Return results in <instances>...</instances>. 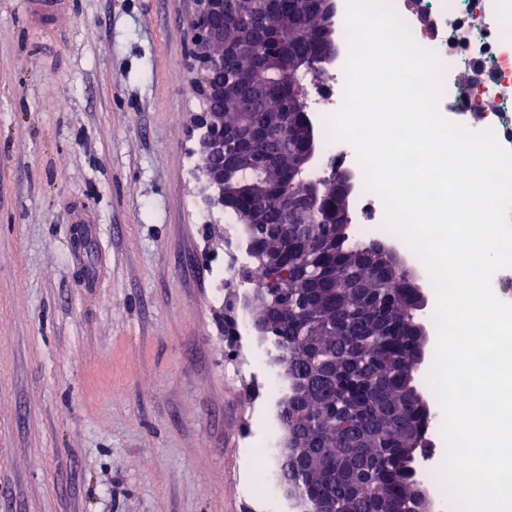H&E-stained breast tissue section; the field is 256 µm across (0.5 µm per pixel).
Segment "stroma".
Returning <instances> with one entry per match:
<instances>
[{
  "mask_svg": "<svg viewBox=\"0 0 512 512\" xmlns=\"http://www.w3.org/2000/svg\"><path fill=\"white\" fill-rule=\"evenodd\" d=\"M195 0H0V512H288L230 377L236 294L189 131ZM73 12L72 0H26L28 24L41 33L61 31ZM277 439L275 423L270 421L268 426V438L264 446L265 449L250 455V465L251 468L263 478L265 486L269 490L276 491L284 497V485L277 475L271 473V459L278 446Z\"/></svg>",
  "mask_w": 512,
  "mask_h": 512,
  "instance_id": "1",
  "label": "stroma"
}]
</instances>
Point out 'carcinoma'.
<instances>
[{"instance_id":"obj_1","label":"carcinoma","mask_w":512,"mask_h":512,"mask_svg":"<svg viewBox=\"0 0 512 512\" xmlns=\"http://www.w3.org/2000/svg\"><path fill=\"white\" fill-rule=\"evenodd\" d=\"M224 27L230 38L274 30L282 70L293 72L299 86L320 70L315 43L338 40L328 0H233ZM248 73L247 61L225 57L224 126L248 118L265 129L248 151L274 165L233 158L224 212L249 230L248 252L260 271L256 287L270 289L253 306L254 320L288 349L282 396L288 412L279 413L294 434L288 484L308 512H396L425 489L419 458L432 418L419 385L426 337L416 334L412 274L398 261L374 259L372 250L385 242L354 235L348 197L339 204L318 199L303 234L281 227L289 190L311 193L319 179L303 174L289 187L304 127L276 73L244 116L233 86Z\"/></svg>"}]
</instances>
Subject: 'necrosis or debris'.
I'll return each mask as SVG.
<instances>
[{"instance_id":"obj_1","label":"necrosis or debris","mask_w":512,"mask_h":512,"mask_svg":"<svg viewBox=\"0 0 512 512\" xmlns=\"http://www.w3.org/2000/svg\"><path fill=\"white\" fill-rule=\"evenodd\" d=\"M415 42L436 53L441 65V115L473 131L493 129L512 149V14L495 10L490 0H424L411 10L392 0ZM313 102L320 120L337 111L345 84L342 59L322 64ZM377 195L359 190L350 220L368 238L387 235Z\"/></svg>"}]
</instances>
